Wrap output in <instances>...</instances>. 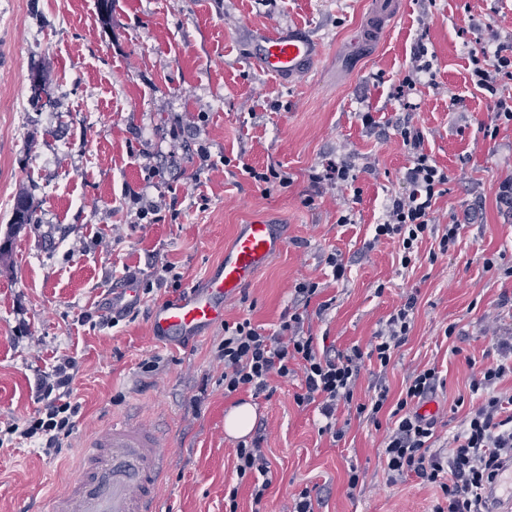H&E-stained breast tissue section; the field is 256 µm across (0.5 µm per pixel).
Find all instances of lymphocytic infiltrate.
<instances>
[{"label":"lymphocytic infiltrate","instance_id":"obj_1","mask_svg":"<svg viewBox=\"0 0 512 512\" xmlns=\"http://www.w3.org/2000/svg\"><path fill=\"white\" fill-rule=\"evenodd\" d=\"M472 65L473 84L496 97L497 120L512 123V97L496 94L500 76L512 73V56L482 50L473 53ZM398 135L411 153L403 175L406 190L390 198L383 223L375 227V237L398 240L402 245L400 263L408 267L416 258L419 243L426 239H437L439 252L448 253L458 241L462 223L456 220L441 229L434 224L433 206L444 193L448 174L424 150L416 128L401 125ZM415 307V296H407L366 350L318 347L315 336L304 335L303 311L295 305L285 310L278 330L271 333L247 318L225 323L224 340L217 352L224 365V392L229 395L248 389L258 395L267 390L271 377L285 380L302 375V391L294 396L297 405L317 409L324 420L320 434L337 440L345 435L337 426L340 409L355 407L357 414L374 421L380 413H387L384 456L391 480L413 476L438 487L441 495L433 512H486L484 493L497 483L503 462L512 460V395L498 389L501 381L512 377V333L496 337L497 358L473 371L468 412L447 447L435 448L437 421L419 410L443 384L438 368L429 367L411 376L397 401H390L383 386L368 402L353 401L366 361L387 367L406 342L414 325ZM74 367V360L65 359L52 379L41 383V415L21 432L22 438L37 439L47 454L58 453L76 426L80 407L68 400ZM263 442L259 434L240 441L236 448L238 478L259 477L252 492L258 507L270 485Z\"/></svg>","mask_w":512,"mask_h":512}]
</instances>
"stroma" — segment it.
Returning <instances> with one entry per match:
<instances>
[{"instance_id": "obj_1", "label": "stroma", "mask_w": 512, "mask_h": 512, "mask_svg": "<svg viewBox=\"0 0 512 512\" xmlns=\"http://www.w3.org/2000/svg\"><path fill=\"white\" fill-rule=\"evenodd\" d=\"M295 30L317 48L298 75L264 73L260 29ZM423 45L433 73L408 95L398 89ZM512 54V0H0V512L43 507L77 472L80 449L113 417L130 415L164 435L171 465L159 512H253L250 481L236 475L237 439L224 417L251 404L271 462L264 512H291L314 488L316 512H431L438 488L416 477L389 482L383 433L351 417L345 437L319 435L317 415L296 405L300 378L271 380L260 395H225L216 359L223 324L185 338L153 334L156 307L200 287L240 227L274 224L284 246L224 304L273 331L296 283H317L309 325L343 350L367 347L394 307L416 293L415 324L388 367L369 363L354 392L375 384L398 397L410 375L434 365L446 379L430 403L437 433L457 425L469 396V360L491 353L493 333L512 332V211L496 201L512 180V124L497 123L493 96L470 82L472 52ZM41 66L51 105L29 107L30 70ZM377 125L365 127L362 113ZM410 122L448 173L437 224L475 213L454 249L412 268L399 244L374 241L385 206L405 190L411 160L397 134ZM496 126L495 137L485 134ZM215 165L200 169L198 144ZM345 160L353 179L317 189L313 168ZM288 169L285 188L264 189L247 167ZM38 206L34 224H11L19 194ZM174 205L179 217L135 224L132 195ZM349 223H340V216ZM339 253L343 279L326 259ZM498 267L486 270L484 258ZM169 265L174 288L155 285ZM138 274L133 315L93 326L126 271ZM330 302L324 314L320 303ZM452 336H445L447 327ZM78 371L71 402L80 418L48 456L13 429L37 418L38 378L63 359ZM157 361L148 372L144 363ZM359 483L349 488L351 472Z\"/></svg>"}]
</instances>
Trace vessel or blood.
I'll return each mask as SVG.
<instances>
[{
  "mask_svg": "<svg viewBox=\"0 0 512 512\" xmlns=\"http://www.w3.org/2000/svg\"><path fill=\"white\" fill-rule=\"evenodd\" d=\"M313 56V43L300 34L266 30L256 43L261 66L278 76L301 71ZM282 247L273 225H245L217 273L202 288L155 310L154 334L183 336L223 321L225 300L235 296ZM168 462L154 430L129 419L113 421L85 443L78 473L65 489L49 493V512H157L160 478Z\"/></svg>",
  "mask_w": 512,
  "mask_h": 512,
  "instance_id": "vessel-or-blood-1",
  "label": "vessel or blood"
}]
</instances>
